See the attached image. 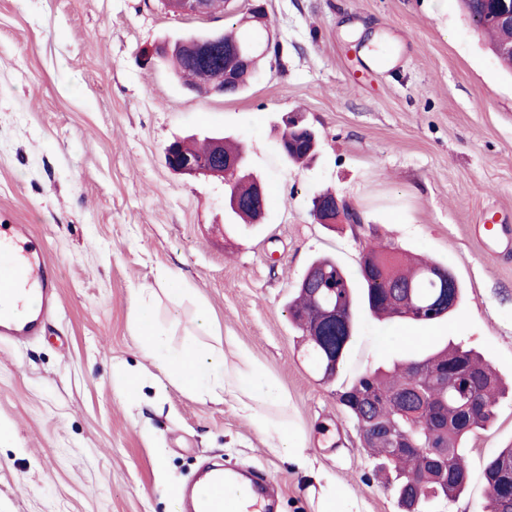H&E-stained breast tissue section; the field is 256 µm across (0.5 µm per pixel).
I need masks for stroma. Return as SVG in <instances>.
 Listing matches in <instances>:
<instances>
[{"label":"stroma","mask_w":512,"mask_h":512,"mask_svg":"<svg viewBox=\"0 0 512 512\" xmlns=\"http://www.w3.org/2000/svg\"><path fill=\"white\" fill-rule=\"evenodd\" d=\"M276 37L238 97L191 92L147 45L224 29L252 4ZM396 65L365 69L370 39ZM305 114L315 157L285 163L286 113ZM221 132L244 147L270 199L256 226L233 224L216 179L171 172L177 138ZM358 224L311 214L323 190ZM512 214V72L459 0H232L224 15L169 14L160 0H0V224H28L59 266L60 302L40 338L0 343V512H178L175 490L206 462L272 477L280 512H316L333 479L360 512H400L340 394L365 370L410 351L416 326L358 309L337 375L304 355L286 303L313 259L356 273L388 245L448 265L463 286L453 315L427 329L484 356L512 383V250L490 256L474 226ZM177 272L186 289L165 294ZM146 294L167 347L212 312L228 362L238 349L288 396V423L310 459L300 469L242 417L172 384L143 355L133 325ZM140 371L125 394L118 369ZM512 446V396L469 440L470 483L433 512H482L483 469Z\"/></svg>","instance_id":"stroma-1"}]
</instances>
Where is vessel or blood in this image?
Segmentation results:
<instances>
[{
    "label": "vessel or blood",
    "mask_w": 512,
    "mask_h": 512,
    "mask_svg": "<svg viewBox=\"0 0 512 512\" xmlns=\"http://www.w3.org/2000/svg\"><path fill=\"white\" fill-rule=\"evenodd\" d=\"M55 269L29 225H0V341H22L42 334L59 301ZM205 482L215 492L204 501L197 498L195 485L179 488L188 512H225L223 471L209 472ZM249 486L253 503L246 512H272L274 480H253Z\"/></svg>",
    "instance_id": "b4317fda"
}]
</instances>
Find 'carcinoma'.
Masks as SVG:
<instances>
[{
  "mask_svg": "<svg viewBox=\"0 0 512 512\" xmlns=\"http://www.w3.org/2000/svg\"><path fill=\"white\" fill-rule=\"evenodd\" d=\"M462 4L474 25L490 34V47L512 39V32L486 19L494 0H462ZM223 40L226 48L238 46L253 51L263 47L265 37L238 28L223 33ZM165 62L185 87L204 92L224 71V51L199 60L177 40ZM214 139L213 135L206 136L199 146L183 141L181 148L208 157ZM314 151L312 137L305 132L283 136L282 156L290 163H300ZM224 153L239 160L242 168L233 187L240 204L232 213L245 224H255L258 212L248 200L251 178L244 171L246 158L228 140L224 141ZM440 267V263L399 254L388 247H368L359 261L363 288L358 294L350 274L335 259H315L309 271L322 272L336 292L326 289L314 296L302 280L288 300V312L292 323L302 331L307 354L317 369H322V348L309 333L319 317V307L335 305L346 317V329L336 336V358L331 365L334 376L350 343L358 304L385 320H404L422 327L452 315L453 307H436L439 283L430 278L428 270ZM394 288L410 290L412 310L403 311L395 304ZM370 391L376 394V402L368 406ZM501 392V379L479 353L448 344L386 368L365 371L341 394L340 402L357 425L363 447L376 459V472L393 487L401 512H428L435 500H454L467 489L470 475L463 461L467 441L493 424ZM386 426L409 434L416 450L398 452L390 440L375 436L377 428ZM426 448L440 449L441 459L433 464L426 462L422 455ZM483 478L489 493L486 512H512V447L501 449L487 461Z\"/></svg>",
  "mask_w": 512,
  "mask_h": 512,
  "instance_id": "cac0c4a2",
  "label": "carcinoma"
}]
</instances>
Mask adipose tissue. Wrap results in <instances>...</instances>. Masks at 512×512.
Returning a JSON list of instances; mask_svg holds the SVG:
<instances>
[{"label":"adipose tissue","instance_id":"obj_1","mask_svg":"<svg viewBox=\"0 0 512 512\" xmlns=\"http://www.w3.org/2000/svg\"><path fill=\"white\" fill-rule=\"evenodd\" d=\"M136 330L143 352L155 359L162 371L182 389L204 388L216 397L237 394L238 408L259 431L274 433L277 447L288 458L303 464L307 456L302 442L286 422L273 420L266 411L272 403H284L278 383L259 367L247 351H239L236 363H227L223 349L202 350L189 344L175 353L163 352L149 319L137 316Z\"/></svg>","mask_w":512,"mask_h":512}]
</instances>
